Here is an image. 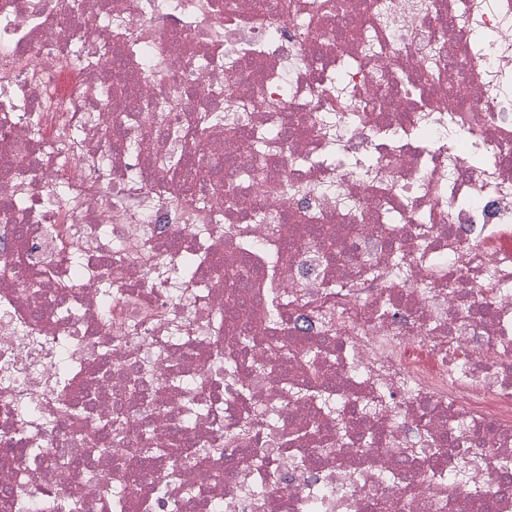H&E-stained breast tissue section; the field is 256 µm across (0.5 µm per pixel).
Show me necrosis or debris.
<instances>
[{
    "mask_svg": "<svg viewBox=\"0 0 512 512\" xmlns=\"http://www.w3.org/2000/svg\"><path fill=\"white\" fill-rule=\"evenodd\" d=\"M383 2L0 0V512H512V0ZM323 120L325 122L326 133L328 134V139L330 141L329 152L326 156L328 164H337L338 166L344 167L346 170L351 171L359 178H368L372 173V161L364 157L349 156L343 151L338 141V119L335 115H326Z\"/></svg>",
    "mask_w": 512,
    "mask_h": 512,
    "instance_id": "obj_1",
    "label": "necrosis or debris"
}]
</instances>
